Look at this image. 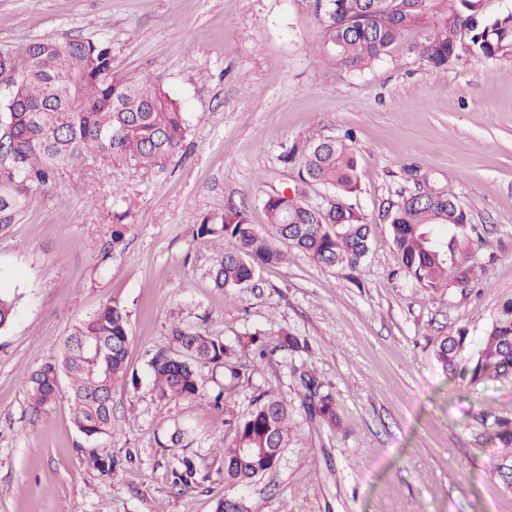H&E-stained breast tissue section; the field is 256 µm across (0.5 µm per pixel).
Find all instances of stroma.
<instances>
[{"label": "stroma", "instance_id": "obj_1", "mask_svg": "<svg viewBox=\"0 0 512 512\" xmlns=\"http://www.w3.org/2000/svg\"><path fill=\"white\" fill-rule=\"evenodd\" d=\"M63 37L107 42L115 69L160 79L188 129L163 166L99 161L33 189L0 236V292L15 300L0 330V512H215L240 497L252 512H512L477 417L512 416V383L448 380L432 356L459 327L482 336L512 294V56L462 48L437 71L400 50L353 75L323 61L321 29L293 0H0V45ZM348 131L352 202L373 231L364 264L295 254L257 288H215L200 218L234 205L266 228L283 155ZM425 182L452 190L483 235L468 287L427 289L400 266L385 214ZM118 213L124 240L106 259ZM105 303L128 315L130 379L112 388L111 434L90 441L66 400L32 411L26 380ZM175 323L229 342L258 331L268 351L221 405L162 399L148 361ZM284 331L305 347L278 350ZM303 372L334 397L336 425L305 411ZM268 388L292 411L288 446L249 487H226L225 423ZM178 426L191 436L175 445ZM91 447L111 469L89 464ZM186 455L197 476L183 492L171 471Z\"/></svg>", "mask_w": 512, "mask_h": 512}]
</instances>
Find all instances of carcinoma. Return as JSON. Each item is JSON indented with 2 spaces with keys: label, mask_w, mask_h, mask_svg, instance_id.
Returning a JSON list of instances; mask_svg holds the SVG:
<instances>
[{
  "label": "carcinoma",
  "mask_w": 512,
  "mask_h": 512,
  "mask_svg": "<svg viewBox=\"0 0 512 512\" xmlns=\"http://www.w3.org/2000/svg\"><path fill=\"white\" fill-rule=\"evenodd\" d=\"M322 27L319 50L331 65L361 73L381 62L397 46L444 70L463 42L483 58L512 56V10L488 18L483 0H298ZM0 233L15 223L28 192L68 169L98 156L148 169L174 158L187 133L185 112L159 81L128 77L112 68V48L79 39H42L32 51L11 49L0 61ZM349 137L319 138L303 147L293 196L268 195L264 208L271 231L249 223L234 207L204 216L193 235L231 240L236 247L219 254L212 271L216 287L234 295L252 286L257 270L281 264L294 251L330 268L355 271L366 259L371 227L348 198L359 188L357 159ZM329 188L335 203L306 199L305 188ZM386 217L405 274L423 288L466 284L474 267L468 246L476 227L456 196L443 189L418 188L392 203ZM15 300L0 294V330L10 325ZM127 315L106 303L78 322L58 354L49 357L27 381L34 409L52 407L60 380L68 381V399L78 431L88 439L112 433V406L102 396L127 378ZM433 357L446 375L472 383L512 382V295L506 297L484 336L474 341L461 327L435 341ZM248 354L265 356V344L251 334L228 343L180 323L171 326L167 345L150 360L153 385L164 399L197 398L204 387L199 368H222L229 383L214 403L240 378L239 363ZM303 407L311 417L336 423L335 401L321 384L300 374ZM253 408L235 420L224 437V482H252L271 471L261 448L288 447L291 410L273 389L260 392ZM503 455L496 470L512 487V417H496L490 432ZM241 448H251L245 456ZM173 484L194 485L195 468L184 457L172 469Z\"/></svg>",
  "instance_id": "carcinoma-1"
}]
</instances>
